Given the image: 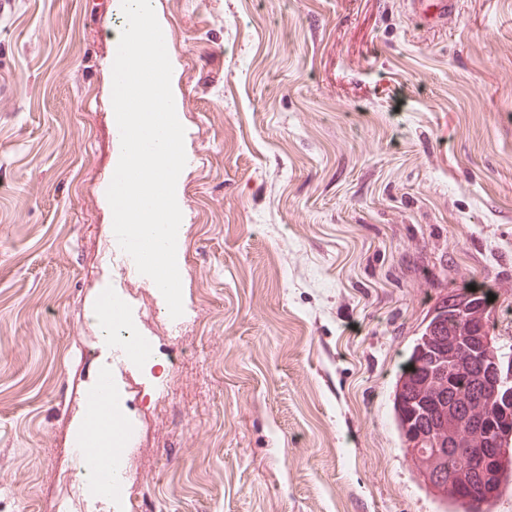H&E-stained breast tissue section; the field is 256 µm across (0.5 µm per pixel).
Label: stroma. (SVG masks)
I'll list each match as a JSON object with an SVG mask.
<instances>
[{
    "label": "stroma",
    "mask_w": 512,
    "mask_h": 512,
    "mask_svg": "<svg viewBox=\"0 0 512 512\" xmlns=\"http://www.w3.org/2000/svg\"><path fill=\"white\" fill-rule=\"evenodd\" d=\"M120 0L0 7V512H61L112 352ZM182 111L184 313L120 384L142 512H442L392 415L440 291L496 295L512 348V0L437 29L406 0H152Z\"/></svg>",
    "instance_id": "1"
}]
</instances>
